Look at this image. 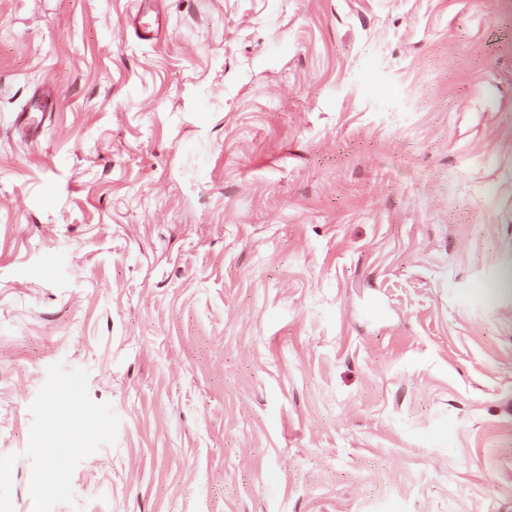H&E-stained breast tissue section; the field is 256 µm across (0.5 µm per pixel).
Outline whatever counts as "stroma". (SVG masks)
I'll return each instance as SVG.
<instances>
[{
  "label": "stroma",
  "instance_id": "stroma-1",
  "mask_svg": "<svg viewBox=\"0 0 512 512\" xmlns=\"http://www.w3.org/2000/svg\"><path fill=\"white\" fill-rule=\"evenodd\" d=\"M137 7L0 0V512H512V0ZM139 23L135 29V33L143 40H153L156 38L162 26L161 17L158 12H150L139 10Z\"/></svg>",
  "mask_w": 512,
  "mask_h": 512
}]
</instances>
